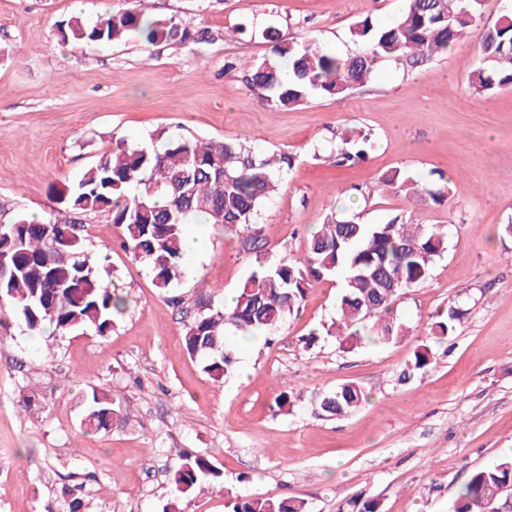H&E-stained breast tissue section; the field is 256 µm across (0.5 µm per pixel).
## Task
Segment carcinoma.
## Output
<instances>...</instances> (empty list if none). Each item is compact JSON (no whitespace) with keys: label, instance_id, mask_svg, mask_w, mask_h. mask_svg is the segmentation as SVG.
Here are the masks:
<instances>
[{"label":"carcinoma","instance_id":"cac0c4a2","mask_svg":"<svg viewBox=\"0 0 512 512\" xmlns=\"http://www.w3.org/2000/svg\"><path fill=\"white\" fill-rule=\"evenodd\" d=\"M482 2L407 0L406 8L389 22L367 15L350 29L359 50L346 56L316 38L287 42L269 27L264 34L270 56L245 66V81L276 108L296 107L316 97L339 99L371 81L380 60L391 59L412 70L475 33L479 54L468 85L472 93L488 95L512 86V12L490 27L483 26ZM63 36L95 44L132 37L150 45H182L193 39L187 27L173 20H150L133 8L107 12L92 26L73 17ZM285 66L292 72L287 83L280 77ZM353 145L356 151L341 150L337 162L364 156L370 137L358 134ZM275 180L272 160L257 154L245 138L203 142L171 135L161 151L116 140L74 184L54 190L67 220L39 222L21 216L0 225V261L8 268L0 276V317L14 315L32 334L50 329L54 334L90 331L104 336L128 300L112 287L109 268L91 262L85 217L108 213L122 229L125 249L148 263L155 286L166 291L182 273V241L187 225L197 218L242 231L248 234L251 250L262 249L255 218L274 191ZM380 182L396 193L435 205L444 204L451 194L442 177L420 182L397 169L384 172ZM447 247L446 233L435 225L401 216L382 224H360L332 213L312 232L304 257L285 256L273 264L257 259L232 306H216L205 289L197 290L185 324V350L203 361L211 378L221 380L235 366L227 336L274 334L300 308L311 282L338 276L342 277L339 319L325 334L350 348L363 335L374 342L398 340L406 331L396 321V302L404 290L426 281ZM466 314L459 306L437 312L429 334L452 335ZM362 400L361 388L349 383L324 396L321 409L331 416L343 415ZM86 401V429L107 428L117 413L111 395L94 388ZM170 482L178 497L194 490L222 491L224 471L203 454L183 452ZM82 490L76 484L64 492L68 512H86ZM511 492L512 456H507L475 472L459 491L451 512H500ZM227 508L228 512H307L304 499L290 496L231 497Z\"/></svg>","mask_w":512,"mask_h":512}]
</instances>
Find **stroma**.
I'll return each mask as SVG.
<instances>
[{
  "label": "stroma",
  "mask_w": 512,
  "mask_h": 512,
  "mask_svg": "<svg viewBox=\"0 0 512 512\" xmlns=\"http://www.w3.org/2000/svg\"><path fill=\"white\" fill-rule=\"evenodd\" d=\"M0 0V224L25 216L64 219L54 186L70 184L118 139L162 147L158 132L198 139L249 136L258 153L293 159L257 216L267 244L199 227L192 279L155 287L144 261L121 246L107 214L87 216V247L107 258L130 305L104 336H36L14 316L0 320V512H63L62 488L79 484L89 512H227L228 495L305 500L309 512H341L372 497L381 512H449L478 470L512 453V87L469 92L476 39L425 65L380 64L374 80L336 100L271 107L243 80L240 64L269 53L262 38L314 31L327 47L355 52L354 23L393 19L403 0H134L152 19L175 20L203 40L148 46L64 40L71 16L95 22L118 0ZM370 135L365 160L337 163L344 138ZM398 168L444 176L447 204L407 201L382 186ZM380 224L410 215L437 225L448 251L426 282L405 290L390 343L340 348L323 335L337 317L339 284L315 282L273 340L234 337L238 363L213 381L182 343L184 321L166 300L202 287L215 303L235 295L257 257L303 256L326 215ZM468 313L434 345L432 365L401 373L437 311ZM318 340L305 345L310 332ZM353 383L357 409L324 414L320 397ZM110 393L111 426L83 435L85 397ZM289 391L290 412L274 400ZM207 455L224 471L223 492L175 497L169 471L180 453Z\"/></svg>",
  "instance_id": "35a3bbf8"
}]
</instances>
